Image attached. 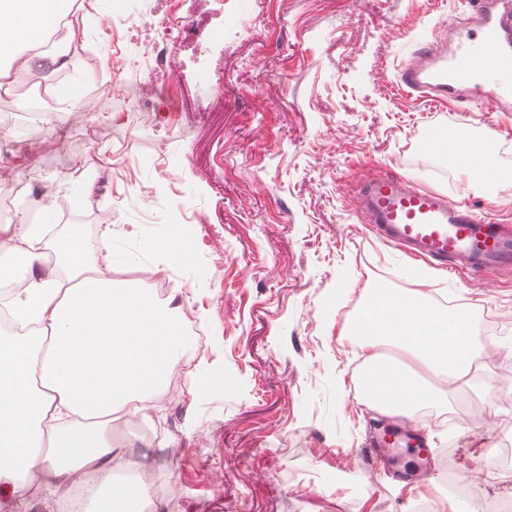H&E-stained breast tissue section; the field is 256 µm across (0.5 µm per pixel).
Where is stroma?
Wrapping results in <instances>:
<instances>
[{"instance_id":"1","label":"stroma","mask_w":512,"mask_h":512,"mask_svg":"<svg viewBox=\"0 0 512 512\" xmlns=\"http://www.w3.org/2000/svg\"><path fill=\"white\" fill-rule=\"evenodd\" d=\"M181 13L220 42L167 37L160 70L136 63V44L113 30L111 0H73L84 31L67 67L39 59L34 88L0 85V171L19 192L16 214L40 223L38 203L59 205L45 242L79 227L88 254L103 225L130 264L132 282L155 267L174 281L173 304L206 328L190 355L181 399L156 404L133 440L134 460L154 463L158 512H414L415 497L377 480L362 450L386 418H373L349 390L356 350L343 337L377 287L420 289L470 311L481 342L498 351L471 387L449 403L421 408L439 477L494 467L492 449L512 439V272L436 277L402 268L372 238L357 210L358 180L403 174L451 192L454 169L432 175L438 156L417 139L427 126L479 139L494 130L512 172V116L489 124L467 105L428 112L396 80V69L435 22L458 29L456 0H230L213 13L182 0ZM124 62L121 76L113 60ZM218 74L224 88L198 96ZM79 78L95 111L61 106L55 87ZM121 87L128 113L113 112ZM187 228L189 258L169 262L158 244ZM180 448L168 461L165 445Z\"/></svg>"}]
</instances>
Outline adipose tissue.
Returning <instances> with one entry per match:
<instances>
[{"label": "adipose tissue", "instance_id": "ef3b65f1", "mask_svg": "<svg viewBox=\"0 0 512 512\" xmlns=\"http://www.w3.org/2000/svg\"><path fill=\"white\" fill-rule=\"evenodd\" d=\"M71 0H0V78L40 57ZM38 224H16L0 245V284L26 272L10 303L35 334L0 336V481L19 499L66 494L77 474L109 487L102 512H140L143 489L116 482L132 468L112 434V416L146 413L182 361L186 336L178 309L161 302L147 280L116 285L119 257L80 245L79 229L44 252ZM353 334L372 371L368 406L388 416L470 385L484 346L465 312L441 309L420 290L376 289L363 302Z\"/></svg>", "mask_w": 512, "mask_h": 512}]
</instances>
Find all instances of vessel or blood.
Wrapping results in <instances>:
<instances>
[{"label":"vessel or blood","instance_id":"b4317fda","mask_svg":"<svg viewBox=\"0 0 512 512\" xmlns=\"http://www.w3.org/2000/svg\"><path fill=\"white\" fill-rule=\"evenodd\" d=\"M472 26L454 46L432 35L399 65L402 87L423 93L432 111L460 102L474 111L512 112V0H462ZM360 212L376 241L410 262H427L463 276L512 268V225L479 211L467 197L424 187L405 175L381 174L357 185ZM396 430L416 445L420 464L431 453L420 447L411 418Z\"/></svg>","mask_w":512,"mask_h":512}]
</instances>
